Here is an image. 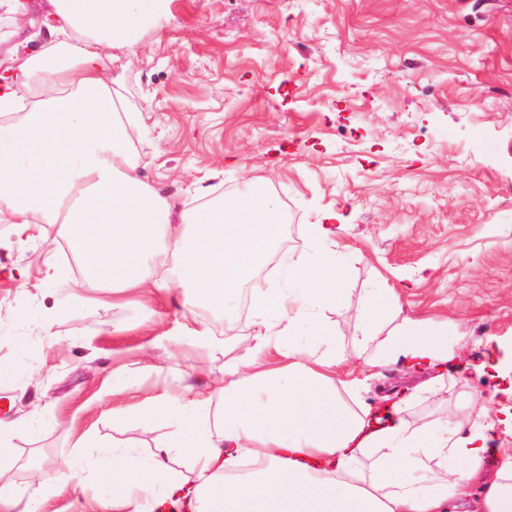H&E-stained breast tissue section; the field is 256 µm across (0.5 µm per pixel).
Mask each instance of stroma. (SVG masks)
Returning <instances> with one entry per match:
<instances>
[{
  "mask_svg": "<svg viewBox=\"0 0 512 512\" xmlns=\"http://www.w3.org/2000/svg\"><path fill=\"white\" fill-rule=\"evenodd\" d=\"M25 2V15L0 16V48L19 64L49 40L48 0ZM106 64L139 115V175L174 218L263 178L283 216L277 248L298 255L302 225L339 214L347 290L323 315L340 343L385 280L401 289L398 318L447 319L451 349L472 365L512 350V0H170ZM81 278L60 225L0 224V367L13 370L0 380V422L36 419L0 458V486L31 495L59 482L63 461L95 460L86 438L150 458L171 427L141 411L165 384L194 386L215 410L211 384L246 357L253 326L239 303L188 310L171 284L115 293ZM346 369L365 379L361 402L373 408L437 375L399 363L370 380L352 354ZM118 378L129 388L116 397ZM501 386L472 375L453 400H420L408 418L489 398L496 437L512 447ZM104 497L89 476L49 512H125Z\"/></svg>",
  "mask_w": 512,
  "mask_h": 512,
  "instance_id": "35a3bbf8",
  "label": "stroma"
}]
</instances>
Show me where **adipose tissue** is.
<instances>
[{"label":"adipose tissue","instance_id":"adipose-tissue-1","mask_svg":"<svg viewBox=\"0 0 512 512\" xmlns=\"http://www.w3.org/2000/svg\"><path fill=\"white\" fill-rule=\"evenodd\" d=\"M48 3L55 43L16 69L0 56L10 70L0 88V224L61 225L89 284L156 288L162 270L187 289L188 304L224 310L278 239L282 216L265 181L201 208L184 235L167 200L139 177L136 116L105 75L103 48L131 46L168 0ZM335 219L302 226L310 250L282 257L287 290L253 293L256 332L248 358L218 388L219 422L192 387L178 385L142 412L172 427L149 460L124 448L101 452L96 470L130 512L184 504L192 512H512V448L492 447L495 421L472 424L464 403L450 418L412 425L411 391L386 397L375 426L342 396L345 357L323 316L348 278L345 254L330 246ZM398 297L387 283L365 293L352 344L366 369L440 366L447 322L396 319ZM302 328L308 341L298 337ZM272 349L279 361L268 360ZM176 456L193 461L195 486L173 476Z\"/></svg>","mask_w":512,"mask_h":512}]
</instances>
